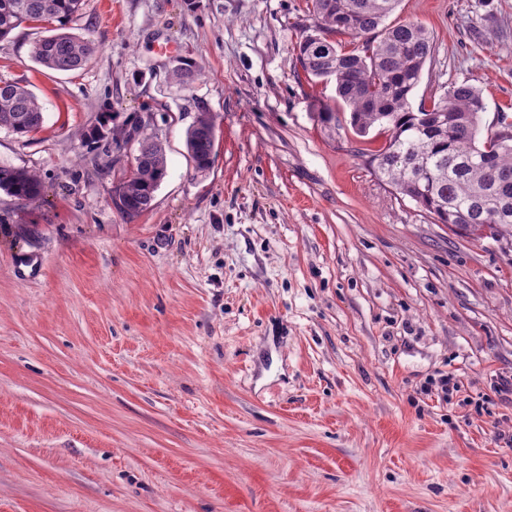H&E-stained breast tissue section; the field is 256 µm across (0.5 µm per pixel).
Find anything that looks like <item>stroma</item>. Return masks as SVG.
Masks as SVG:
<instances>
[{
	"mask_svg": "<svg viewBox=\"0 0 512 512\" xmlns=\"http://www.w3.org/2000/svg\"><path fill=\"white\" fill-rule=\"evenodd\" d=\"M392 19L434 36L412 105L466 81L483 133L512 117V0ZM313 26L306 0H85V69L32 60L44 26L0 40L45 117L0 128L45 185L0 190V512H512V246L379 178L385 135L321 122ZM108 108L119 151L86 139ZM146 134L167 175L130 222L110 190ZM215 143L216 130L213 119L206 111L201 112L186 137L187 152L197 173H205L210 169L216 155Z\"/></svg>",
	"mask_w": 512,
	"mask_h": 512,
	"instance_id": "stroma-1",
	"label": "stroma"
}]
</instances>
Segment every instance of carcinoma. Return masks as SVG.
I'll use <instances>...</instances> for the list:
<instances>
[{
	"label": "carcinoma",
	"instance_id": "carcinoma-1",
	"mask_svg": "<svg viewBox=\"0 0 512 512\" xmlns=\"http://www.w3.org/2000/svg\"><path fill=\"white\" fill-rule=\"evenodd\" d=\"M84 0H0V39L24 23H47L52 34L34 42L32 59L59 72L85 68L95 51L88 37L67 31ZM398 0H307L315 35L350 38L351 49L332 41L320 54L296 45V59L312 81L335 80L336 100L350 111L358 136L378 126L385 144L369 153V163L440 224L472 239L512 242V137L480 139L485 103L480 90L454 82L429 106L413 109L409 98L431 57L433 38L418 21L386 23ZM35 95L17 83H0V128L21 137L43 126ZM216 130L202 112L188 130L186 148L198 173L213 164ZM167 174L162 145L151 137L139 142L131 175L115 209L128 221L149 210ZM0 190L22 201L41 197L40 178L27 170L0 165Z\"/></svg>",
	"mask_w": 512,
	"mask_h": 512
}]
</instances>
